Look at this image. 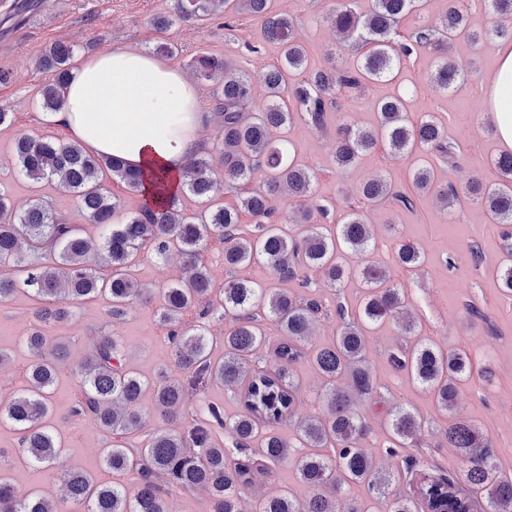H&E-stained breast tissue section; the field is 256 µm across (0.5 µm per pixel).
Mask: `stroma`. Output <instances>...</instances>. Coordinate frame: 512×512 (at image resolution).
Here are the masks:
<instances>
[{"mask_svg": "<svg viewBox=\"0 0 512 512\" xmlns=\"http://www.w3.org/2000/svg\"><path fill=\"white\" fill-rule=\"evenodd\" d=\"M22 9V0H0V67L9 70V79L0 84V106L13 112V123L0 126V192L5 193L15 209L26 207L35 198L46 201L56 212L76 216V199L58 181L33 183L19 172L11 158L14 138L28 133L62 136L52 115L38 105V90L45 80L37 62L51 44L61 41L76 46L75 61L86 60L82 47L92 38H100L101 50L115 48L152 51L157 42L169 41L179 48L174 66L185 77H192L188 67L192 57L201 53L224 57L240 71L255 74L260 68L279 64L281 51L269 41L263 22L257 17H243L232 27L223 19H213L205 26L175 23L167 31H157L153 19L171 12L173 0H31ZM335 0H272L271 9L290 15L298 38L311 65L339 68L353 66L356 58L340 44L326 21ZM496 39L477 43L468 37L455 39L448 55L466 64L468 72L457 85L445 92L431 82L435 59L422 48L403 62L395 79L367 85L356 95H346L341 111L330 113V128L350 124L370 128L378 122L376 103L386 96H403L410 117L433 114L446 128L450 138L460 145L456 163H442L425 152L407 159L390 157L376 151L362 157L350 169L337 168L329 132H319L295 120L283 134L294 145L295 156L303 167L315 172L313 201L328 210L321 225L334 229L355 199L359 184L374 175H384L404 191H411V168H433L440 185L453 187L460 198L452 209L442 210L434 196H418L414 210H401L389 204L373 206L368 211L373 226L370 260L390 272L394 284L402 288L407 306L422 326L421 335L446 352L466 351L478 370L465 382L457 398L458 416L478 424L489 436L498 455L499 470L512 476V294L503 292L498 269L507 264L502 248L501 227L494 224L477 204L464 198L462 191L471 174L494 184L499 175L491 166L500 153L495 125L485 111L487 81L495 66ZM420 247L421 263L414 269L400 267L396 251L400 243ZM480 250L481 260H474L473 250ZM182 258L171 254L155 260L143 253L132 275L146 296L131 303L122 320L111 319L110 303L95 298L63 305L72 306L75 315L67 323L48 328L54 342L67 348L52 395V422L57 428L63 450L54 469H37L23 462L11 468L12 483L19 494L31 490L55 493L58 471L76 468L97 480L109 482L113 474L105 468L102 456L109 447V437L92 421L70 417L76 379L73 369L85 357L93 336L109 334L119 342L126 361L147 378L160 372L180 376L172 357L168 330L159 322V289L182 275ZM295 293L317 298L324 320L313 338L314 344L332 341L338 328L337 304L357 310L364 298L358 278H350L343 287H329L315 272L306 281L288 282ZM35 303L23 292L0 302V349L10 361L0 367V408L9 397L26 386V372L31 355L24 336L33 321ZM406 339L395 324L388 323L371 331L367 359L376 382L371 401L360 411L371 424L363 442L383 474L389 475L390 497L408 491L412 482L429 475L435 478L464 479V465L444 434L447 420L434 408L429 396L387 360L390 350L405 345ZM296 386V407L292 418L282 424L286 435H293L296 420L322 411V382L308 357L299 358L291 367ZM403 404L418 411L424 420L425 436L417 448L390 449L385 425L386 413Z\"/></svg>", "mask_w": 512, "mask_h": 512, "instance_id": "obj_1", "label": "stroma"}]
</instances>
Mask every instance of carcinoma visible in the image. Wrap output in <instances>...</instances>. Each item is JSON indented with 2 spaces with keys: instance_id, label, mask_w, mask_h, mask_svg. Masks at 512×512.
<instances>
[{
  "instance_id": "cac0c4a2",
  "label": "carcinoma",
  "mask_w": 512,
  "mask_h": 512,
  "mask_svg": "<svg viewBox=\"0 0 512 512\" xmlns=\"http://www.w3.org/2000/svg\"><path fill=\"white\" fill-rule=\"evenodd\" d=\"M462 2L448 0L441 27L419 26L400 40L395 27L401 18L419 10L420 0H373L366 13L356 11L352 0H336L327 22L340 33L343 43L366 48L357 65L338 70L308 68L293 19L272 12L270 0H175L174 14L158 17L157 29L166 30L176 21L204 24L221 15L228 27L232 19L249 15L263 19L267 38L279 44L282 52L280 64L264 67L255 75L239 72L218 56L204 54L192 60L199 78H222L212 94V110L220 118L218 142L212 150L200 146L183 171L182 191L204 203L196 213L179 207V195L167 196L162 181L155 188L156 196L145 195L143 176L117 156L92 154L81 144L58 137L21 134L14 139L12 159L27 179L39 183L61 177L74 194L85 223L107 230L95 250L83 236V225L55 213L40 199L31 200L25 211L17 213L0 193V265L13 263L10 272H0V302L21 291L39 302L25 337L33 356L29 385L0 410V422L20 434L18 454L33 467L49 468L61 453V437L50 422L51 391L57 365L67 350L61 343H52L46 327L70 321L75 312L54 304L53 299L62 292L75 301L105 296L110 301V316L122 318L129 304L143 296L129 270L145 249L161 260L171 251L184 259L181 284L161 289L158 300L160 321L168 328L176 363L185 377L162 374L150 383L128 366L113 336L95 337L90 353L75 369L78 395L71 414L93 420L112 435V445L103 451L105 467L117 474L137 471L135 490L69 469L59 476L62 497L39 490L20 497L4 474L6 451L0 448V512H62L67 502L81 505L83 512H169L166 488L170 486L204 490L212 512H243L241 502L247 495L253 502L252 512H338L336 493L344 484L365 483L377 498L386 497L390 479L375 469L372 457L362 448L369 425L357 412V403L373 398L376 391L365 355L367 333L393 322L404 336L420 334L401 289L390 283L383 267L366 261L359 271L366 292L358 314L351 316L339 307L336 336L310 350L309 357L325 380L324 410L296 428L297 441L307 449L299 461V479L314 489L310 497L299 499L286 490L258 489L255 477L268 475L288 459L293 448L281 430L296 403L291 366L322 321V305L285 288L264 287L238 276L218 288L199 253L203 243L215 237L224 243V267L231 272L262 261L283 281L314 270L330 287H340L350 277L340 255L346 250L368 255L371 224L363 207L352 206L336 230L326 233L312 226L311 210L301 209L294 223L311 228L300 236L289 234L284 227L288 218L277 215L271 197L285 189L289 196L303 200L312 193L315 175L295 162L278 131L291 125L296 115L317 130L325 129L328 113L342 109L346 93L391 80L403 61L422 47L432 49L437 57L433 82L444 91L451 88L465 71L463 64L448 57V42L469 33ZM484 5L495 20L492 33L512 40V0H484ZM74 55L73 47L56 43L40 59L41 68L53 74L52 81L39 90V104L48 114L62 108ZM299 70L304 79L288 85L290 73ZM257 83L265 88L269 105L253 113ZM377 112L379 121L373 128L336 127L332 147L337 167L348 169L378 148L396 159L417 150L455 159L458 144L432 115L410 118L400 97L380 99ZM213 150L220 156L221 177L211 164ZM492 164L501 182L486 185L473 177L466 191L501 226L504 249L511 256L512 152L496 155ZM256 171L265 175L263 187L240 193L235 206L225 205L224 186L245 185ZM409 177L416 192L435 194L446 208L457 200L454 189L438 187L431 168L415 167ZM108 178L143 197L136 211L121 212L120 202L104 188ZM356 195L364 204H393L408 210L414 205L407 193L395 189L383 176L361 183ZM243 212L252 217V233L241 227ZM396 261L414 269L420 265L421 253L403 244ZM216 301L222 303V317L227 321L224 357L219 361L211 356L203 323L214 313ZM189 312L196 318H186ZM262 319L276 325L282 341L273 350V368L256 374L249 370V362L269 344ZM388 360L406 372L443 415L455 410L458 386L474 372V362L466 352L444 353L430 340L392 351ZM206 381L243 387L241 411L227 420L223 407L211 404L207 419H190L187 386ZM148 390L166 426L154 430L141 445L137 438L145 419L140 404ZM387 416L392 447L418 444L423 427L416 411L401 405ZM216 426L241 450L259 440L257 459L226 464L224 444L214 437ZM445 436L448 447L456 449L466 464L469 491L460 489L450 477L426 478L413 494L391 500L389 512H475L478 496L486 499L487 512H512V477L498 475L497 455L488 436L465 418L450 420ZM325 448L334 449L335 454H325Z\"/></svg>"
}]
</instances>
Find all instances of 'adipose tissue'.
I'll list each match as a JSON object with an SVG mask.
<instances>
[{"instance_id": "adipose-tissue-1", "label": "adipose tissue", "mask_w": 512, "mask_h": 512, "mask_svg": "<svg viewBox=\"0 0 512 512\" xmlns=\"http://www.w3.org/2000/svg\"><path fill=\"white\" fill-rule=\"evenodd\" d=\"M497 67L489 84L488 111L501 147L512 149V42L496 46ZM201 90L172 64L131 49L99 53L74 72L55 123L68 139L95 154L122 158L145 176L179 191V176L198 149Z\"/></svg>"}]
</instances>
